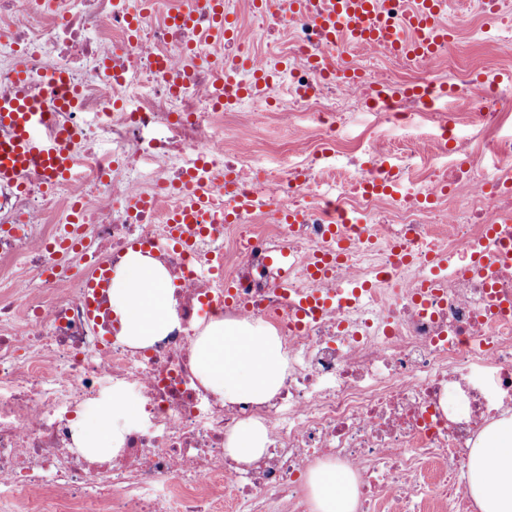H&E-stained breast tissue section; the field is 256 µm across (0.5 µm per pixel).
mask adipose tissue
Here are the masks:
<instances>
[{"mask_svg":"<svg viewBox=\"0 0 512 512\" xmlns=\"http://www.w3.org/2000/svg\"><path fill=\"white\" fill-rule=\"evenodd\" d=\"M170 281L149 257L130 253L112 278V305L121 314L123 333L136 347L150 345L171 320ZM287 357L275 331L261 323L221 321L208 325L196 340L195 370L202 383L225 403H265L278 393ZM138 409L120 398L79 421V446L85 454L114 451L122 422ZM267 430L259 422L240 424L225 452L248 465L266 451ZM469 494L480 512H512V414L505 412L476 439L465 465ZM313 512H354L356 487L345 469L323 465L309 478Z\"/></svg>","mask_w":512,"mask_h":512,"instance_id":"1","label":"adipose tissue"}]
</instances>
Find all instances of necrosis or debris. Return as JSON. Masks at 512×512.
Returning a JSON list of instances; mask_svg holds the SVG:
<instances>
[{
    "label": "necrosis or debris",
    "mask_w": 512,
    "mask_h": 512,
    "mask_svg": "<svg viewBox=\"0 0 512 512\" xmlns=\"http://www.w3.org/2000/svg\"><path fill=\"white\" fill-rule=\"evenodd\" d=\"M130 0H0V95L26 58L32 97L53 102L39 78L64 71L80 105L54 115L76 129L78 168L54 191L30 173L25 189L0 184V512H310L296 484L318 461L355 477L356 512H477L458 472L477 436L512 410V86L457 85L473 106L470 135L446 106L397 94L372 127L430 129L393 148L354 137L369 76L351 82L344 48L323 50L314 22L289 10L263 13L255 68L271 94L240 99L237 150L211 98L217 50L191 26L153 10L132 23ZM286 33L280 50L278 33ZM276 101L281 120H304L320 138L353 143L329 158L264 160L246 143ZM205 161L213 206L191 250L169 246L168 219L188 170ZM489 165L488 178L466 169ZM263 177L254 180L251 169ZM448 189L449 208L427 206ZM255 208L224 221L234 195ZM298 211L301 223L256 229V213ZM367 225L334 278L297 276L277 287L273 255L299 260L328 249L327 228L347 211ZM176 284L173 323L151 346H130L108 293L88 308L82 281L103 262L125 261L130 241ZM445 256L437 296L418 299ZM480 253L487 261L471 262ZM329 294L330 310L296 320L293 306ZM262 321L279 334L288 365L271 403L225 404L194 372L195 340L214 320ZM111 397L140 413L105 461L84 454L72 419ZM265 425L266 453L252 464L224 453L242 422ZM444 476L429 478L427 465Z\"/></svg>",
    "instance_id": "obj_1"
}]
</instances>
